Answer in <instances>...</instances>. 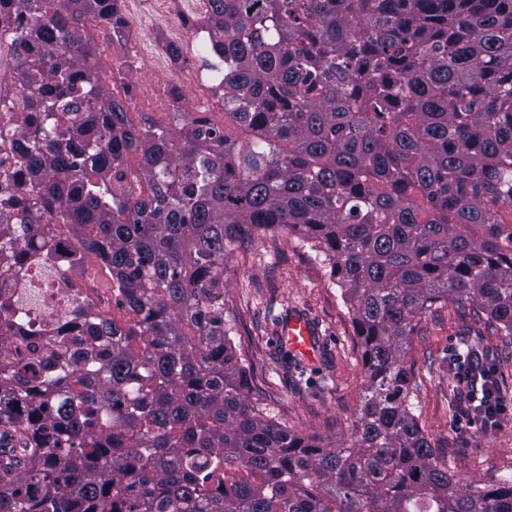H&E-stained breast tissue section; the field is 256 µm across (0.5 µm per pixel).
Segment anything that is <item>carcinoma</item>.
I'll list each match as a JSON object with an SVG mask.
<instances>
[{"mask_svg":"<svg viewBox=\"0 0 512 512\" xmlns=\"http://www.w3.org/2000/svg\"><path fill=\"white\" fill-rule=\"evenodd\" d=\"M206 2L241 141L129 123L84 36L123 23L119 0H0L30 128L0 145V276L93 255L129 315L73 303L0 346V512H512V478L436 462L405 367L438 302L512 335V0ZM275 227L344 287L366 373L348 445L266 416L232 348L229 247ZM30 304L0 295L6 332Z\"/></svg>","mask_w":512,"mask_h":512,"instance_id":"carcinoma-1","label":"carcinoma"}]
</instances>
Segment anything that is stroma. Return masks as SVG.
Here are the masks:
<instances>
[{"instance_id": "1", "label": "stroma", "mask_w": 512, "mask_h": 512, "mask_svg": "<svg viewBox=\"0 0 512 512\" xmlns=\"http://www.w3.org/2000/svg\"><path fill=\"white\" fill-rule=\"evenodd\" d=\"M197 10V0H182L185 23L176 28L165 7L143 16L132 0H124V21L145 30L135 46L137 67L126 98L132 124L148 116L160 127H172L168 113L153 111V95L187 102L208 94L192 81L205 68L190 25ZM168 27L174 30V43L184 49L179 75L170 72L153 38L156 29ZM224 280V307L237 316L231 342L248 366L253 392L267 414L292 432L326 443L350 442L360 416L365 372L352 312L327 263L295 233L264 231L233 244ZM295 309L309 312L320 327L322 351L316 363L292 359L277 340L276 319ZM467 349L493 365L504 396L512 398V336L467 304H438L427 311L411 338L406 367L414 413L436 461L462 482L482 486L512 477V419L471 431L458 427L464 405L456 358Z\"/></svg>"}]
</instances>
